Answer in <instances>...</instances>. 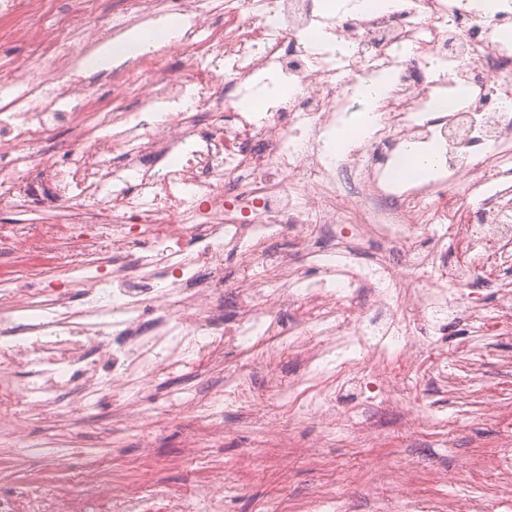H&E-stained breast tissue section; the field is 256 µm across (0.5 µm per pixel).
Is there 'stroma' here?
<instances>
[{
	"label": "stroma",
	"instance_id": "1",
	"mask_svg": "<svg viewBox=\"0 0 512 512\" xmlns=\"http://www.w3.org/2000/svg\"><path fill=\"white\" fill-rule=\"evenodd\" d=\"M493 356L471 376L456 358H449L458 380L468 385L463 397H454L422 382L408 396L410 404L432 408L436 423L403 427L399 412L377 417L379 436L367 443L353 430H323L315 421L289 422L287 446L269 441L259 430L257 414L287 415L288 407L257 382L252 406L230 411L224 417L227 431L211 458L188 454L189 442L198 427L193 419L166 420L158 415L156 399L170 394L213 392L221 389L225 371L239 365L240 355L225 351L220 365L205 371L189 369L150 387L142 399L146 413L142 429L128 432L112 404L105 403L87 417L77 420L31 419L24 425L25 437L42 442L52 433L74 437L85 448L99 447L111 440L106 454L116 470L147 467L151 487L193 495L205 477L229 478L237 489L224 500V512H263L276 503L278 512H305L325 485L336 488L345 512H407L404 502L395 500L378 477L382 458L417 452L419 476L413 496L429 499L437 512L472 500H484L491 512H512V500H503L493 476L494 458L512 448V372L502 367L512 357V335L492 340ZM496 400L503 419L484 415L487 400ZM317 443L315 459L301 451ZM65 478L63 467L50 465L39 454L17 458L11 448L0 444V497L17 495L25 481L42 475Z\"/></svg>",
	"mask_w": 512,
	"mask_h": 512
}]
</instances>
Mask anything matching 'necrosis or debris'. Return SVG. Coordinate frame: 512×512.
Segmentation results:
<instances>
[{
	"label": "necrosis or debris",
	"instance_id": "4bbe7bcc",
	"mask_svg": "<svg viewBox=\"0 0 512 512\" xmlns=\"http://www.w3.org/2000/svg\"><path fill=\"white\" fill-rule=\"evenodd\" d=\"M98 0L57 14L55 0H0V44L20 30L26 51L0 54V209L27 214L0 226V254L39 246L54 277L0 276V421L44 412L71 418L109 402L128 425L142 416L131 390L237 351L242 364L214 393L184 400L205 439L224 435V409L245 405L264 373L275 396L331 430L347 421L336 395L353 384L366 405L401 408L425 373L448 386V324L512 334V0L485 16L472 0H396L386 14L323 16L315 0ZM171 14L177 36L118 60L98 95L96 50ZM327 22L351 55L318 50ZM187 68L170 67L175 55ZM443 65L472 95L438 114ZM395 82L360 145L333 154L344 84L384 72ZM275 73L295 87L264 111L239 103ZM65 128L60 148L51 132ZM445 163L426 183L385 169L411 144ZM290 242L282 250V242ZM374 244L371 257L358 253ZM241 268L224 279V257ZM496 288L488 309L476 286ZM84 301L74 305L73 293ZM237 315L224 325L225 300ZM97 350L96 359L86 355ZM303 376L286 381L285 355ZM33 367L25 384L16 364ZM28 512H221L223 482L188 499L142 495L88 456L79 489L23 486Z\"/></svg>",
	"mask_w": 512,
	"mask_h": 512
}]
</instances>
